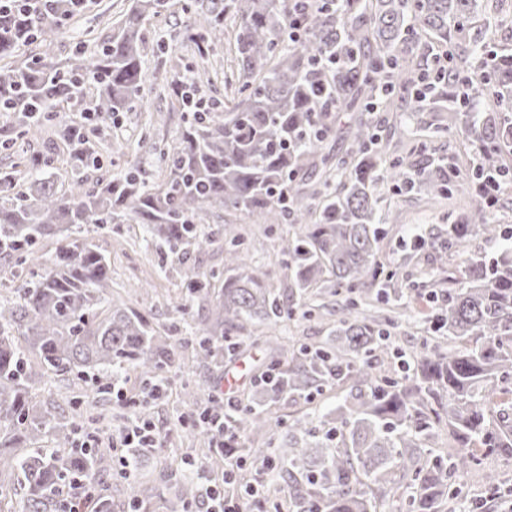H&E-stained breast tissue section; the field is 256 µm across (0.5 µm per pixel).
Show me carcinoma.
Segmentation results:
<instances>
[{
  "label": "carcinoma",
  "mask_w": 512,
  "mask_h": 512,
  "mask_svg": "<svg viewBox=\"0 0 512 512\" xmlns=\"http://www.w3.org/2000/svg\"><path fill=\"white\" fill-rule=\"evenodd\" d=\"M166 0H131L112 37L88 50L79 45L61 66L28 58L31 43L50 46L63 22L84 13L73 0H55L42 16L0 11V102L16 117L0 148L19 163L0 171V258L16 261L14 299L0 305V501L19 487L20 512H54L60 486L94 479L102 448L73 447L92 406L71 415L40 407L31 394L33 365L43 373L93 382L134 370L145 386L169 381L176 353L148 316L106 303L111 262L91 241L106 224H137L162 255L202 252L217 236L202 231L217 211L239 212L252 224L272 216L293 224L277 254L288 274V298L271 288L270 271L249 256L244 237L224 250V271L207 275L182 257L189 296L208 309L195 359L218 363L240 348L238 338L274 329L295 316L294 300L347 292L323 345L291 336L267 343L274 363L262 373L266 392L312 402L332 386L346 388L317 430L306 418L288 428L279 459L288 466L284 509L275 512H455L466 496L464 478L492 456L512 458V226L497 222L481 184L512 173V127L502 112L512 101V49H497L482 30L476 0H189L199 22L176 37L202 60L232 23L234 55L224 76L227 101H195V78L167 79L164 46L158 71L143 67L142 26ZM298 27V40L285 38ZM162 84L178 103L183 125L175 145L149 137L164 178L149 182L141 169L103 172L112 148L92 142L86 125L59 126L68 169L52 177L36 171L54 163L28 150L34 131L59 109L105 122L142 109L146 89ZM461 113L466 135L478 143L480 167L470 195L448 230L412 239L409 250L431 249L425 343L410 353L394 344L396 307L418 288L396 265L379 260L387 234L377 216L379 184L432 199L450 195L448 159L417 147L381 163L395 124L380 128L350 118L342 155L320 154L338 112ZM96 176H91V173ZM60 242L55 255L42 239ZM501 244L491 261L468 245ZM469 253L463 268L448 257ZM189 414L201 404L197 386L181 384ZM245 443L208 446L200 461L241 452L271 456L255 442L279 427L249 405L230 418ZM445 432V451L428 450ZM255 475L235 474L237 512H263L251 495ZM181 512L199 499L195 482L175 488ZM507 496L471 499L494 512ZM130 512H157L151 497L134 494Z\"/></svg>",
  "instance_id": "cac0c4a2"
}]
</instances>
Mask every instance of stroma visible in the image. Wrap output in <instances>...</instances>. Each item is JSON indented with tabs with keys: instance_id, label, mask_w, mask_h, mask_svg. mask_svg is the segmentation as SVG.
Instances as JSON below:
<instances>
[{
	"instance_id": "obj_1",
	"label": "stroma",
	"mask_w": 512,
	"mask_h": 512,
	"mask_svg": "<svg viewBox=\"0 0 512 512\" xmlns=\"http://www.w3.org/2000/svg\"><path fill=\"white\" fill-rule=\"evenodd\" d=\"M186 0H168L167 9L162 15L146 22L145 67L153 69L156 60L157 41L165 39L169 55L183 63L195 62L196 57L190 47L175 40L174 34L193 17L184 9ZM129 5V0H91L89 10L72 23L64 39L43 50L33 44L27 46V56H41L49 53L54 62L65 63L77 44L95 47L112 33L111 25L117 22ZM485 29L491 33L494 42L500 47H512V0H497L489 4L481 0L479 5ZM374 118L380 124L399 122L403 141L422 143L428 149L446 155L450 166V189L452 198L436 202L428 201L414 192H398L383 187L378 201L380 214L387 216L388 234L380 244V256L385 263L394 264L401 258V240L417 233L426 234L431 230L454 222L457 217V201L467 198L469 177L479 163L476 150L469 146L455 118L448 112L424 113L378 112ZM182 122L179 113L170 109V99L158 90L148 93L142 111L122 112L101 126L100 139L112 142L116 151L108 166L109 173L127 169L132 162H139L149 179H157L159 169L151 153L139 150L138 142L142 133H151L154 140L175 142ZM213 226L223 227L225 235L243 233L258 264L271 272V284L276 292L287 294L288 276L278 265L279 258L275 246L280 237L285 236L289 227L285 224H251L240 213H224L222 218L213 219ZM145 232L135 224H107L98 229L94 241L105 250L112 263V286L110 298L132 308L148 313L161 327L168 326L177 316L181 304H188L190 317L170 343L176 349L179 362L173 371L169 392L166 398L152 400L144 395L145 386L135 374L123 377L121 385L124 399H117L115 393L107 391L95 393L74 379H63L53 375L35 373L32 393L43 406L66 413L74 404L91 402L95 411L103 415L119 418L129 412L128 401L142 403L147 417L156 433L163 441L162 452L133 469L129 474H121L117 460H109L104 466L100 480L95 483L96 492L111 496L114 512H128L125 504L129 485L138 488H156L171 478H194L191 469L179 468L184 456L193 454L201 442L190 427L181 425L183 413L177 402L183 378H190L199 387L201 394H209L214 388L224 385L227 378H237L238 392L252 393V383L258 366L265 359L262 345L244 341L242 353L234 360L217 365H192L187 363L196 343V334L203 327L206 309L197 301H189L179 272L177 256H169L167 262H160L155 249L144 240ZM324 306L309 318H296L281 324L277 334L281 337L300 336L307 342H324L336 319L337 298L328 294L323 298ZM340 395L333 389L319 396L314 405L294 404L287 399L264 401L263 407L281 425L270 439L272 447H282L287 437L289 423L293 418L317 408L324 412L335 406Z\"/></svg>"
}]
</instances>
